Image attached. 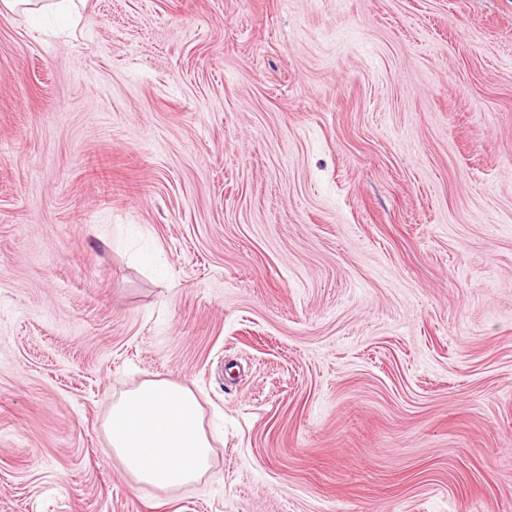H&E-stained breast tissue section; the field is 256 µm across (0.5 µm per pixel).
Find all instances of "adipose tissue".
I'll return each mask as SVG.
<instances>
[{
  "label": "adipose tissue",
  "instance_id": "1",
  "mask_svg": "<svg viewBox=\"0 0 512 512\" xmlns=\"http://www.w3.org/2000/svg\"><path fill=\"white\" fill-rule=\"evenodd\" d=\"M108 442L124 467L145 483L181 486L209 468L212 451L194 394L166 381H148L114 402Z\"/></svg>",
  "mask_w": 512,
  "mask_h": 512
}]
</instances>
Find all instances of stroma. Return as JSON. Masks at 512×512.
<instances>
[{"mask_svg":"<svg viewBox=\"0 0 512 512\" xmlns=\"http://www.w3.org/2000/svg\"><path fill=\"white\" fill-rule=\"evenodd\" d=\"M78 11L0 14V512H512V0ZM110 448L141 482L181 486L209 469L212 451L194 394L166 381H147L112 404Z\"/></svg>","mask_w":512,"mask_h":512,"instance_id":"35a3bbf8","label":"stroma"}]
</instances>
